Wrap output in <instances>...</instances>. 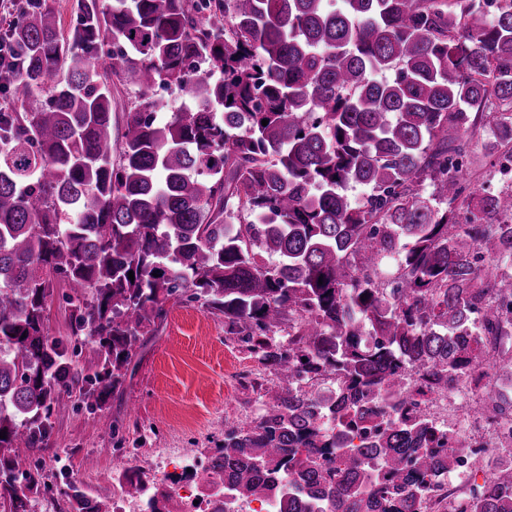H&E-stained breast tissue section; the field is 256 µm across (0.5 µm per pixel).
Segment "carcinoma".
Masks as SVG:
<instances>
[{
  "label": "carcinoma",
  "mask_w": 512,
  "mask_h": 512,
  "mask_svg": "<svg viewBox=\"0 0 512 512\" xmlns=\"http://www.w3.org/2000/svg\"><path fill=\"white\" fill-rule=\"evenodd\" d=\"M79 2L66 33L48 0H20L0 30V512L51 489L20 449L50 447L73 397L103 408L183 301L224 314L277 378L256 420L225 427L214 495L419 512L472 450L400 401L372 420L371 397L404 395L408 369L446 390L505 332L478 302L512 297V275H479L473 254L512 262V189L457 164L479 124L512 155V0L493 15L474 0ZM116 80L140 92L119 137ZM160 87L187 97L166 120ZM55 295L63 336L46 326ZM284 325L288 341L270 336ZM354 429L360 446L340 447ZM66 487L72 512H112ZM454 510L512 512V465Z\"/></svg>",
  "instance_id": "obj_1"
}]
</instances>
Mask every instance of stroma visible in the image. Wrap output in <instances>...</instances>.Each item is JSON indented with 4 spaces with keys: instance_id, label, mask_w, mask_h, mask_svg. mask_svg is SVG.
<instances>
[{
    "instance_id": "35a3bbf8",
    "label": "stroma",
    "mask_w": 512,
    "mask_h": 512,
    "mask_svg": "<svg viewBox=\"0 0 512 512\" xmlns=\"http://www.w3.org/2000/svg\"><path fill=\"white\" fill-rule=\"evenodd\" d=\"M469 155L468 180L504 190L483 130L472 135ZM237 371L252 372L258 386L233 387ZM275 383L245 344L225 338L223 314L176 305L120 394L92 415L61 408L51 447L35 452L33 463L57 488L75 481L99 496L111 495L113 478L130 468L164 486L179 474L181 457L208 456L225 425L254 421L259 387Z\"/></svg>"
}]
</instances>
